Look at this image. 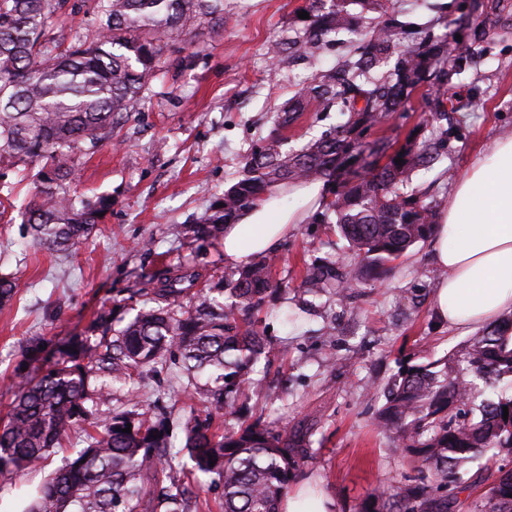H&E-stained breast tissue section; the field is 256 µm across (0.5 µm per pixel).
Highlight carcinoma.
<instances>
[{"mask_svg":"<svg viewBox=\"0 0 512 512\" xmlns=\"http://www.w3.org/2000/svg\"><path fill=\"white\" fill-rule=\"evenodd\" d=\"M93 2V34L76 31L67 42L55 26L65 0H0V165L33 172L24 222L33 244L56 252L86 239L112 206L107 197L91 201L72 192L80 159L143 101L147 78L173 36L201 22L224 26V0ZM382 10L381 0H309L310 24L299 40L272 41L268 53L278 61L297 44L313 53L331 36L358 37L359 53L297 89L280 125L312 100L346 120L296 153L282 151L281 137L267 138L245 176L190 225L193 236L222 237L224 225L276 184L342 177L346 158L364 152V133L399 111L430 76L428 104L446 115L445 86L467 68L471 45L458 44L451 69L440 71L443 45L430 36L403 42L407 24L368 16ZM390 148L385 141L370 146L375 160L366 175L344 180L325 205L359 261L340 271L333 264L309 267V293L342 297L364 282L367 266L394 262L431 235L435 211L414 178L438 159L435 143L413 138ZM273 263L255 257L202 288L193 272L170 277L118 334L112 313L100 315L94 337H73L51 368L19 387L0 427V477L37 468L72 432L84 435L37 489L28 512H198L202 483L222 488L217 512H281L307 456L305 436L260 420L218 436L210 415L185 422L184 444L175 452L164 414L128 400L112 404L114 384L170 361L187 380L189 401L233 415L224 394L251 389L253 365L265 349L250 315L273 288ZM503 382L512 390V335L498 326L442 358L400 366L376 423L391 451L413 460L414 475L396 492L374 490L360 512H453L441 491L463 484V468L485 453L512 448V394L489 395ZM486 479L483 512H512V470Z\"/></svg>","mask_w":512,"mask_h":512,"instance_id":"1","label":"carcinoma"}]
</instances>
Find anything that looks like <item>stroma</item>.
Wrapping results in <instances>:
<instances>
[{
	"instance_id": "1",
	"label": "stroma",
	"mask_w": 512,
	"mask_h": 512,
	"mask_svg": "<svg viewBox=\"0 0 512 512\" xmlns=\"http://www.w3.org/2000/svg\"><path fill=\"white\" fill-rule=\"evenodd\" d=\"M307 3L224 0L222 29L202 24L166 45L143 103L77 170V195L109 196L112 209L71 251L56 254L24 237L20 208L34 192L33 178L6 171L0 277L16 278L19 288L0 308V420L10 413L19 384L52 366L68 340L87 335L101 313L112 311V327L121 329L142 303L138 290L146 277L192 265L203 279L218 281L225 267L220 240L194 239L187 228L244 176L250 153L270 131L280 129L286 149L296 150L341 122V115L313 102L287 127L277 126L297 87L358 46L342 35L316 53L294 51L272 61L267 45L302 35ZM387 14L408 15L417 36L433 34L451 49L462 40L480 51L468 73L448 85L455 110L448 115L442 161L416 178L439 210L478 152L512 131V0H390ZM426 95V86H419L404 108L365 133V142L384 138L404 146L431 118ZM351 256L347 241L318 211L281 243L272 270L276 292L257 314L266 343L254 366L259 385L239 400V417L219 420L228 432L240 418L260 414L309 436L312 451L293 483L322 488L333 512H359L375 488L393 492L405 484L411 467L390 453L375 421L382 390L401 364L443 357L466 340L434 312L440 269L427 241L393 263L371 267L366 283L344 298L305 292L310 264L342 265ZM113 395L166 414L178 443L189 415L207 414L203 406H190L170 365L144 371ZM65 456L56 450L41 469L0 478V501L23 512ZM488 466L512 470V449L490 451L471 464L467 488L451 491L456 512H476Z\"/></svg>"
}]
</instances>
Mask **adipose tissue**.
Listing matches in <instances>:
<instances>
[{"mask_svg":"<svg viewBox=\"0 0 512 512\" xmlns=\"http://www.w3.org/2000/svg\"><path fill=\"white\" fill-rule=\"evenodd\" d=\"M304 208L281 209L282 195ZM328 197L318 182L270 189L225 225L224 262L275 251ZM434 260L444 275L435 291L438 317L470 329L512 313V132L480 152L451 193L434 227Z\"/></svg>","mask_w":512,"mask_h":512,"instance_id":"obj_1","label":"adipose tissue"}]
</instances>
